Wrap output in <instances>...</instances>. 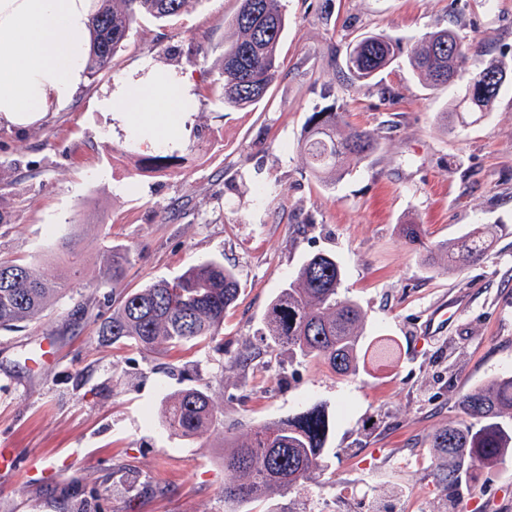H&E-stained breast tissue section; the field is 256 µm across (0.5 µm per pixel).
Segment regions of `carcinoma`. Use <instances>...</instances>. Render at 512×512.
<instances>
[{"instance_id": "cac0c4a2", "label": "carcinoma", "mask_w": 512, "mask_h": 512, "mask_svg": "<svg viewBox=\"0 0 512 512\" xmlns=\"http://www.w3.org/2000/svg\"><path fill=\"white\" fill-rule=\"evenodd\" d=\"M90 18L92 42L86 74L95 78L108 70L144 17L166 21L193 7L198 0H96ZM288 28L283 0H238L224 38L217 68L219 97L228 111L256 108L280 75V46ZM454 37L457 49L448 50ZM471 47L454 29L430 32L406 49L402 40L383 34L365 35L348 45L346 77L359 87L395 64L432 87L455 82L470 59ZM508 65L490 59L476 70L451 113L465 125L473 116L492 110L503 81L488 88L490 74L506 73ZM378 148L374 134L348 126L336 104L316 108L308 118L306 135L297 150L307 171L331 188L350 167ZM401 234L410 245L424 247L421 225L403 224ZM494 235L477 224L464 236L425 247V262L440 255L448 267L462 270L482 260ZM131 250L112 246L104 256L103 274L120 283L131 263ZM343 269L336 256L318 252L300 266L288 286L269 302L263 318L265 336L288 348L301 360H322L342 375L356 373L365 363L362 342L364 313L356 300L340 295ZM63 284L29 265L0 261V328L14 329L37 318ZM240 294L236 272L219 260L187 268L178 277L161 279L122 291L112 313L102 320L97 335L112 345L133 346L144 352L168 351L190 342L212 340ZM458 404L466 417L461 423L437 429L430 436L432 475L444 491L461 486L478 466L494 468L512 460V376L488 380L463 395ZM218 404L207 392L185 388L170 396L162 421L171 435L199 437L214 424ZM333 424L326 406L314 404L279 421L250 430L242 437H224V502L250 503L272 490L294 491L323 471V456Z\"/></svg>"}]
</instances>
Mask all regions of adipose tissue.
I'll list each match as a JSON object with an SVG mask.
<instances>
[{
  "instance_id": "adipose-tissue-1",
  "label": "adipose tissue",
  "mask_w": 512,
  "mask_h": 512,
  "mask_svg": "<svg viewBox=\"0 0 512 512\" xmlns=\"http://www.w3.org/2000/svg\"><path fill=\"white\" fill-rule=\"evenodd\" d=\"M91 0H0V125L25 130L68 104L85 75ZM194 105L180 70L143 61L99 102L134 137L160 147Z\"/></svg>"
}]
</instances>
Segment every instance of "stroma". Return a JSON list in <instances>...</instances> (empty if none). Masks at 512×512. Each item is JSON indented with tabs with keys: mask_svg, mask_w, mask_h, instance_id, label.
<instances>
[{
	"mask_svg": "<svg viewBox=\"0 0 512 512\" xmlns=\"http://www.w3.org/2000/svg\"><path fill=\"white\" fill-rule=\"evenodd\" d=\"M288 31L268 101L227 111L197 98L170 148L171 171L140 167L152 147L129 137L97 102L145 58L217 79L216 60L236 0H200L160 25L140 21L110 69L84 80L72 100L20 133L0 126V260L63 277L66 288L40 318L0 332V512H56L47 488L74 512H512V461L474 468L445 496L430 468V435L463 417L459 396L512 374V84L476 123L442 126L464 88L420 83L407 70L382 86L353 87L341 73L347 43L381 33L411 45L453 28L472 47L466 65L512 64V0H284ZM208 56L196 55L197 46ZM330 101L380 147L335 188L317 183L297 151L314 105ZM418 224L425 245L494 231L489 254L463 271L426 266L399 234ZM76 254L62 252L65 236ZM133 250L121 283L131 290L224 260L241 293L212 340L166 353L100 342L112 310L102 256ZM329 252L344 270L342 295L365 314L364 341L389 346L353 376L300 362L263 334L270 300L311 254ZM93 313L68 325L79 300ZM448 329H425L436 307ZM53 362L34 364L42 341ZM256 358L232 367L243 349ZM197 387L220 404L214 427L195 439L170 435L161 410ZM336 420L319 481L299 493L224 502V437L288 418L312 404Z\"/></svg>",
	"mask_w": 512,
	"mask_h": 512,
	"instance_id": "35a3bbf8",
	"label": "stroma"
}]
</instances>
